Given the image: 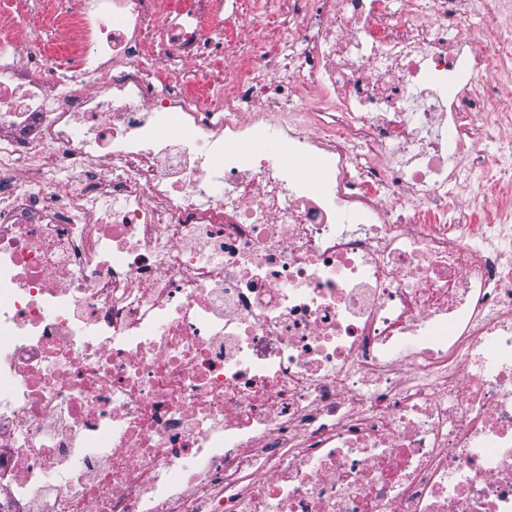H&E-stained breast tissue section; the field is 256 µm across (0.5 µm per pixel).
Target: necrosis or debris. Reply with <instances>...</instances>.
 <instances>
[{
    "label": "necrosis or debris",
    "instance_id": "4bbe7bcc",
    "mask_svg": "<svg viewBox=\"0 0 512 512\" xmlns=\"http://www.w3.org/2000/svg\"><path fill=\"white\" fill-rule=\"evenodd\" d=\"M222 2L0 0V512H512V0Z\"/></svg>",
    "mask_w": 512,
    "mask_h": 512
}]
</instances>
